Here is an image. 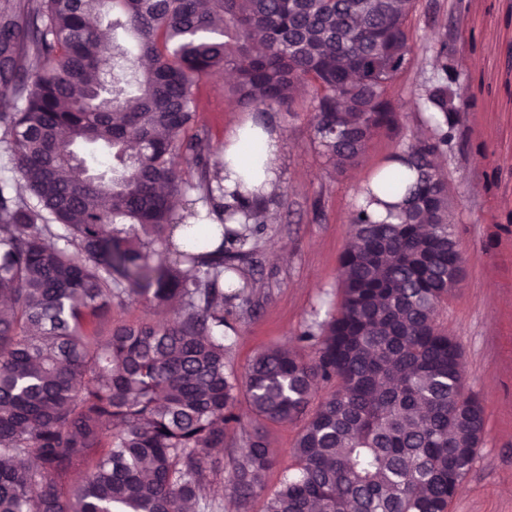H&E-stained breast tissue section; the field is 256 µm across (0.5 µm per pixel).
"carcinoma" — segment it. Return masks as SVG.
<instances>
[{
    "instance_id": "obj_1",
    "label": "carcinoma",
    "mask_w": 512,
    "mask_h": 512,
    "mask_svg": "<svg viewBox=\"0 0 512 512\" xmlns=\"http://www.w3.org/2000/svg\"><path fill=\"white\" fill-rule=\"evenodd\" d=\"M206 2L0 0V512H223L218 480L239 512H448L485 430L437 324L464 271L435 164L468 108L456 51L434 43L414 91L430 135L365 188L404 194L397 222L350 213L340 306L298 337L314 355L272 345L239 377L226 316L257 305L237 281L280 193L240 181L224 202L199 83L235 74L229 95L265 129L307 94L343 171L397 127L418 0ZM174 298L169 323L112 325L114 307ZM298 418L269 494L263 424Z\"/></svg>"
}]
</instances>
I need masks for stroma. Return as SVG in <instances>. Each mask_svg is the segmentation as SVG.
I'll list each match as a JSON object with an SVG mask.
<instances>
[{"instance_id": "obj_1", "label": "stroma", "mask_w": 512, "mask_h": 512, "mask_svg": "<svg viewBox=\"0 0 512 512\" xmlns=\"http://www.w3.org/2000/svg\"><path fill=\"white\" fill-rule=\"evenodd\" d=\"M412 35L414 61L401 80L399 127L376 135L354 169L336 171L322 155L311 136L309 97H299L292 111L271 113L282 140V204L260 244L262 267L250 274L257 312L229 318L228 367L239 374L267 346L298 345L304 330L335 313L347 217L362 178L426 133L410 90L431 76L429 46L444 35L454 38L459 80L473 98L444 157L465 274L437 322L461 348L467 388L479 398L486 425L449 512H512V494L502 490L512 478V0H420ZM245 115L225 93L223 77L201 81L198 122L215 143ZM301 348L312 355L311 345Z\"/></svg>"}]
</instances>
